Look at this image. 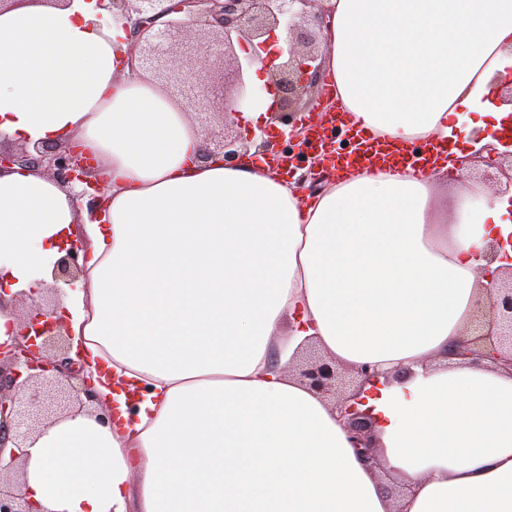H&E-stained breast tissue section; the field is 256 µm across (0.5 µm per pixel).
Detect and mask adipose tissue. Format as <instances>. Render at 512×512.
<instances>
[{
	"label": "adipose tissue",
	"mask_w": 512,
	"mask_h": 512,
	"mask_svg": "<svg viewBox=\"0 0 512 512\" xmlns=\"http://www.w3.org/2000/svg\"><path fill=\"white\" fill-rule=\"evenodd\" d=\"M321 44L351 132L448 144L434 175L354 169L300 197L248 158L202 160L191 112L132 72L127 20L97 0L0 11V137L71 142L112 185L96 219L35 170L0 174V344L23 328L72 240L88 260L62 302L107 418L78 406L24 442L35 512H512V374L460 364L483 254L512 233L506 197L467 181L512 108V0H329ZM482 139H474V131ZM289 337L275 341L282 321ZM314 338L338 361L406 369L369 398L379 468L332 405L272 368ZM406 485L390 501L381 472Z\"/></svg>",
	"instance_id": "adipose-tissue-1"
}]
</instances>
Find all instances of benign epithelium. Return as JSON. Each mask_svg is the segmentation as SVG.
I'll list each match as a JSON object with an SVG mask.
<instances>
[{"mask_svg":"<svg viewBox=\"0 0 512 512\" xmlns=\"http://www.w3.org/2000/svg\"><path fill=\"white\" fill-rule=\"evenodd\" d=\"M108 2L107 9L117 6L129 19V36L134 39L128 55L131 69L146 71L159 80L170 93L190 108H197L201 98L220 103L224 116L221 141L203 151L204 160L220 159L226 165H236L247 155L253 134L232 130L229 119L230 103L240 104L252 98L255 84L251 77L254 59L266 55L268 66L263 89L272 96L270 118L290 128L288 146L265 139L259 145L269 162H288L307 172L298 178L299 184L312 180L317 187V175L323 162L319 146L303 134L305 108L298 107L302 99L314 102L320 91V50L327 25L325 0H98ZM162 17L165 27L153 35V40L140 43L141 35L156 26ZM288 43L283 53L272 49L277 33ZM250 46L249 55L240 58L234 47ZM22 166L42 171L62 184L75 182L85 185L82 194L91 196L89 210L94 213L108 203L107 185L93 177L92 159L75 146L63 143H41L33 147L0 139V173ZM501 247L490 243L483 255L484 274L494 285L475 300L470 326L448 355L467 364L484 360L487 364L512 371V266L491 268L500 260ZM79 245L67 249L53 271L54 281L71 285L80 277ZM48 309L41 302L26 306L32 333H24V342L3 352L11 367L10 382L28 375L22 389L41 397L37 411L23 410L25 401L18 395L0 393V453L10 436L25 439L51 417L61 413L70 403L83 404V399L95 397L91 380L73 370L71 334L58 321L51 327L40 325ZM289 366L298 367L300 382L324 398H333L364 462L378 465L374 454L375 421L370 410H362L361 394L367 387L377 388L407 379L405 371L383 372L371 365L353 369L352 388H345V375L336 359L322 356L308 345L301 346ZM0 512H34L32 503L21 491L18 482L0 481Z\"/></svg>","mask_w":512,"mask_h":512,"instance_id":"obj_1","label":"benign epithelium"}]
</instances>
